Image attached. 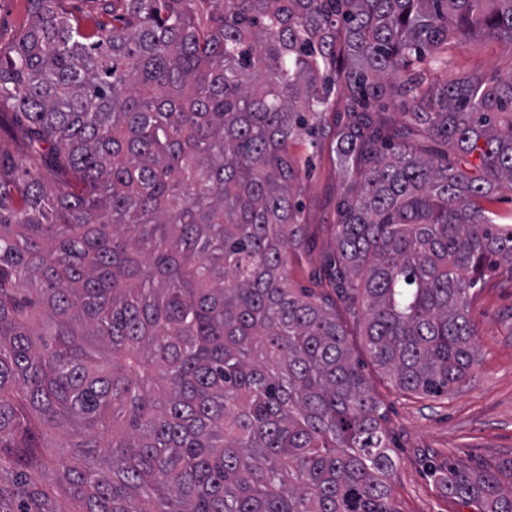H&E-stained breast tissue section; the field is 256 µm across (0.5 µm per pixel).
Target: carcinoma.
I'll return each mask as SVG.
<instances>
[{
    "label": "carcinoma",
    "mask_w": 512,
    "mask_h": 512,
    "mask_svg": "<svg viewBox=\"0 0 512 512\" xmlns=\"http://www.w3.org/2000/svg\"><path fill=\"white\" fill-rule=\"evenodd\" d=\"M27 0L0 54V512H398L373 363L441 396L512 276V0ZM336 257L294 287L298 142L333 96ZM477 156L479 164L470 163ZM440 482L512 512V458ZM103 6L101 0H68L69 10L89 27L101 16ZM510 55L495 41H476L448 49V70H479L488 76L505 72Z\"/></svg>",
    "instance_id": "obj_1"
}]
</instances>
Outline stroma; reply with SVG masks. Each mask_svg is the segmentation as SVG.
<instances>
[{
  "label": "stroma",
  "mask_w": 512,
  "mask_h": 512,
  "mask_svg": "<svg viewBox=\"0 0 512 512\" xmlns=\"http://www.w3.org/2000/svg\"><path fill=\"white\" fill-rule=\"evenodd\" d=\"M511 66L512 55L494 41L448 51L452 70L491 75ZM343 192L336 156L330 147H323L303 181L300 217L307 226L308 246L290 258L294 284L309 285L325 257L335 252L331 226L337 221ZM336 313L345 324L349 347L364 366L390 433L399 512H477L475 506L448 497L434 470L451 456L474 468L512 458V277L502 270L486 275L471 309L480 364L465 383L440 397L409 394L391 385L365 348L363 313L342 304Z\"/></svg>",
  "instance_id": "stroma-1"
}]
</instances>
